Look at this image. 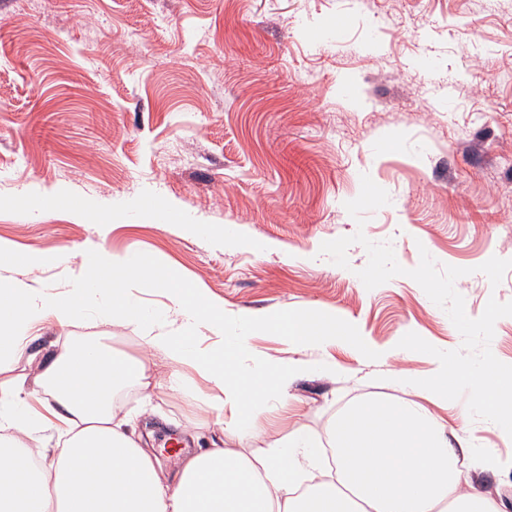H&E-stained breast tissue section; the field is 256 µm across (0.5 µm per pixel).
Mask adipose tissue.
<instances>
[{"label":"adipose tissue","instance_id":"adipose-tissue-1","mask_svg":"<svg viewBox=\"0 0 512 512\" xmlns=\"http://www.w3.org/2000/svg\"><path fill=\"white\" fill-rule=\"evenodd\" d=\"M46 261L42 253H20L0 242V373L33 357L43 322L66 327L92 308L102 323L136 325L144 352L77 343L38 359L32 384H0L7 403L49 395L47 422L62 441L54 463L40 466L45 450L34 443L28 415L0 406V512H496L468 486L472 474L498 473L504 460L494 449L449 434L426 407L447 403L467 379L446 356L436 357L430 373L396 377L414 398L362 400L336 417L327 431L335 469L326 479L315 480L309 469L310 450L320 439L302 426L269 441L261 454L217 444L186 456L175 473L165 472L147 442L126 432L127 421L115 410L119 393L133 385L148 388L158 367L174 391L184 369H192L218 388L210 408L243 442L252 436L254 414L278 401L307 365L270 364L244 334L225 335L223 304L186 287L175 269L155 258L84 248L58 295L21 276ZM134 284L164 297V323L133 305ZM244 324L292 345L322 348L349 337L323 312L272 310ZM203 327L218 337L207 350L194 344ZM471 381L476 405L512 434V370L489 363Z\"/></svg>","mask_w":512,"mask_h":512}]
</instances>
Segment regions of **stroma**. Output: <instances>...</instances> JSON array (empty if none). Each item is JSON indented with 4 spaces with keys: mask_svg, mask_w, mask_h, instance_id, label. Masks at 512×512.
<instances>
[{
    "mask_svg": "<svg viewBox=\"0 0 512 512\" xmlns=\"http://www.w3.org/2000/svg\"><path fill=\"white\" fill-rule=\"evenodd\" d=\"M60 185L114 216L105 236L51 200ZM0 239L50 254L25 274L49 294L64 256L98 242L178 269L223 303L225 331L323 310L385 351L250 336L310 366L287 411L253 419L256 448L403 398L392 373L433 367L395 353L404 337L512 367V0H0ZM40 334L41 351L82 336L142 351L135 328L90 318ZM215 393L189 372L184 391L157 377L122 406L157 445L189 427L207 448ZM458 410L433 408L512 458V434Z\"/></svg>",
    "mask_w": 512,
    "mask_h": 512,
    "instance_id": "stroma-1",
    "label": "stroma"
}]
</instances>
